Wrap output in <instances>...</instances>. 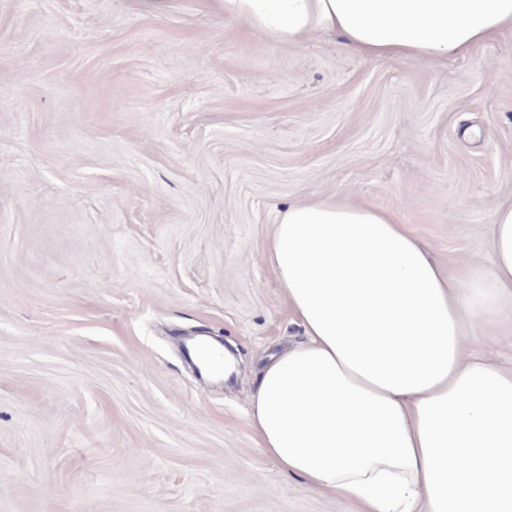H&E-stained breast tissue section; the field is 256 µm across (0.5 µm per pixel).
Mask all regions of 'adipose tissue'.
Returning <instances> with one entry per match:
<instances>
[{
  "label": "adipose tissue",
  "mask_w": 512,
  "mask_h": 512,
  "mask_svg": "<svg viewBox=\"0 0 512 512\" xmlns=\"http://www.w3.org/2000/svg\"><path fill=\"white\" fill-rule=\"evenodd\" d=\"M276 42L340 35L364 59L469 53L512 0H222ZM489 269L450 275L395 213L279 210L266 260L304 333L250 400L263 452L358 512H512V367L468 348L512 305V205Z\"/></svg>",
  "instance_id": "1"
}]
</instances>
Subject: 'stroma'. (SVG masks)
<instances>
[{
	"instance_id": "35a3bbf8",
	"label": "stroma",
	"mask_w": 512,
	"mask_h": 512,
	"mask_svg": "<svg viewBox=\"0 0 512 512\" xmlns=\"http://www.w3.org/2000/svg\"><path fill=\"white\" fill-rule=\"evenodd\" d=\"M332 197L449 271L512 203V30L448 60L273 42L216 0H0V512H352L248 418L303 337L266 248ZM239 351L234 384L180 335Z\"/></svg>"
}]
</instances>
